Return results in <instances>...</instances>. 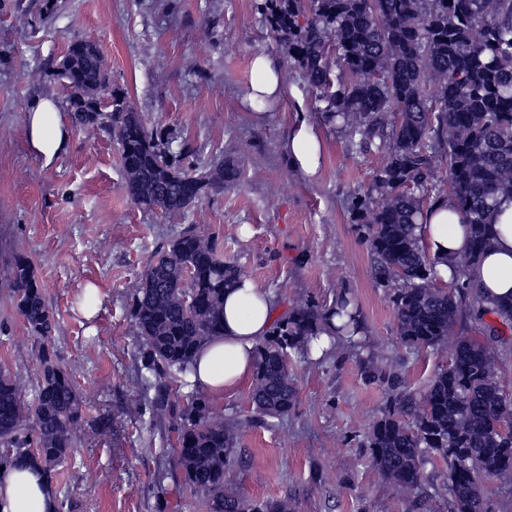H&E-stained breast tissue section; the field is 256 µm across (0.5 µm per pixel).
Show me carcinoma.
<instances>
[{"instance_id": "cac0c4a2", "label": "carcinoma", "mask_w": 512, "mask_h": 512, "mask_svg": "<svg viewBox=\"0 0 512 512\" xmlns=\"http://www.w3.org/2000/svg\"><path fill=\"white\" fill-rule=\"evenodd\" d=\"M260 13L285 46L287 59L330 123L348 129L352 146L384 151L370 193L352 202L376 283L392 288L401 345L411 353L456 337L450 362L423 392L409 388L374 359L360 361L364 380L384 387L386 402L365 435L376 469L390 482L424 491L426 466L446 465L453 512H487L481 480L512 481V398L500 387L493 347L461 333L464 315L484 323L490 338L512 330V298L495 307L465 271L490 249L498 199L512 198V0H261ZM53 74L81 91L69 98L73 121L118 144L125 191L138 207L184 214L237 179L229 158L193 163L188 141L147 127L121 90L100 109L109 85L95 43L74 40ZM465 217L469 249L450 264L448 287L415 233L437 160ZM243 275L214 237L191 225L158 252L132 297L131 317L142 341L141 382L149 390L168 378L191 388L177 428V461L187 485L206 494L209 512H288L281 501L224 491L236 434L210 416L208 399L191 386L197 350L223 327L224 290ZM14 306L42 341L33 398L23 401L0 369V466L19 458L52 474L71 455L85 422L82 396L47 340L56 325L32 261L17 254L7 272ZM327 307L305 303L276 323L257 345L250 400L255 413L282 418L297 388L293 356H309L327 329ZM340 330H358L353 297L336 299Z\"/></svg>"}]
</instances>
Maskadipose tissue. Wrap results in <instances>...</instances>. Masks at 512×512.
Wrapping results in <instances>:
<instances>
[{
  "mask_svg": "<svg viewBox=\"0 0 512 512\" xmlns=\"http://www.w3.org/2000/svg\"><path fill=\"white\" fill-rule=\"evenodd\" d=\"M253 66L259 73L245 99L270 105L284 94L279 66L267 55L257 56ZM30 149L44 164H52L69 146L68 129L57 104L48 98L34 99L26 115ZM282 150L289 165L304 176H314L325 155V143L307 124L293 127ZM463 215L447 197L433 202L422 213L417 232L432 257L438 258L440 274H447L450 259L463 255L468 242ZM496 238L490 251L468 270L469 279L481 288L486 300L512 294V199L503 201L496 215ZM277 313L273 294L251 278L240 277L224 292V333L211 337L198 351L191 381L210 397L239 388L251 378L258 342L267 336ZM53 489L41 470L19 462L0 470V512H55Z\"/></svg>",
  "mask_w": 512,
  "mask_h": 512,
  "instance_id": "obj_1",
  "label": "adipose tissue"
}]
</instances>
